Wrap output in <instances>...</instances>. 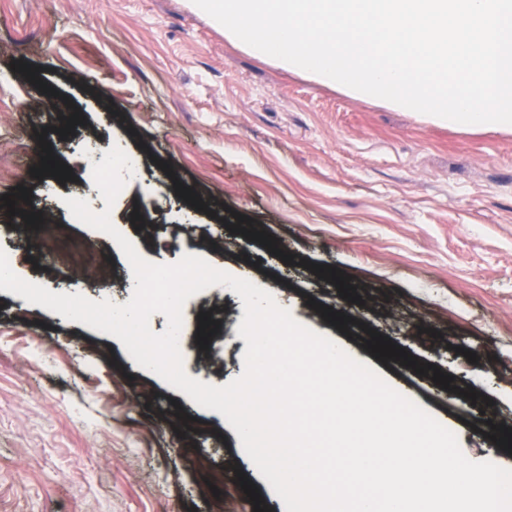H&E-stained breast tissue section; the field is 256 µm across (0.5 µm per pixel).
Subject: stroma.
Here are the masks:
<instances>
[{"label": "stroma", "instance_id": "stroma-1", "mask_svg": "<svg viewBox=\"0 0 512 512\" xmlns=\"http://www.w3.org/2000/svg\"><path fill=\"white\" fill-rule=\"evenodd\" d=\"M19 61L39 84L13 71ZM1 73L0 196L29 188L27 212L49 217L24 228L0 203V247L16 252L21 278L129 301L118 245L68 224L65 204L93 184L88 141L120 143L144 176L123 187L112 222L143 257L200 255L272 292L447 425L469 459L512 469L483 435L512 427V132L346 96L229 41L187 0H0ZM74 111L83 123L59 135ZM44 141L72 180L31 176ZM177 181L205 210L176 196ZM135 212L146 225L132 224ZM241 214L278 253L230 232ZM62 223L110 279L89 284L52 246L31 248ZM315 265L344 272L361 304ZM319 304L351 317L347 332ZM183 311L188 375L217 386L238 377L240 297L217 287ZM202 311L219 323L204 350ZM372 330L451 375L453 390L376 359L364 348ZM242 475L270 512H285L220 413L138 366L114 336L0 290V512H254Z\"/></svg>", "mask_w": 512, "mask_h": 512}]
</instances>
